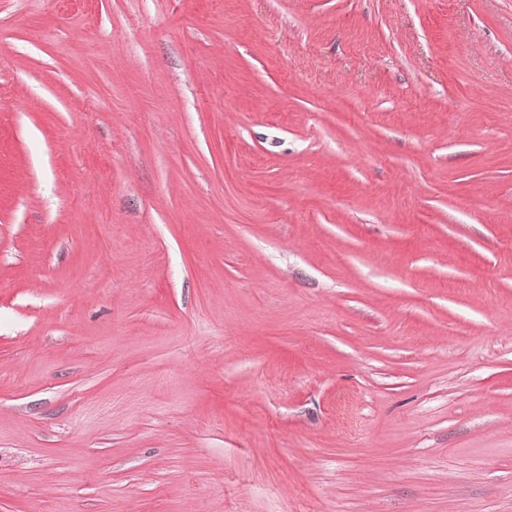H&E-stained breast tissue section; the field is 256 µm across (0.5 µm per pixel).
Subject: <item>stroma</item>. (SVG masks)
<instances>
[{"label": "stroma", "mask_w": 512, "mask_h": 512, "mask_svg": "<svg viewBox=\"0 0 512 512\" xmlns=\"http://www.w3.org/2000/svg\"><path fill=\"white\" fill-rule=\"evenodd\" d=\"M0 512H512V0H0Z\"/></svg>", "instance_id": "35a3bbf8"}]
</instances>
